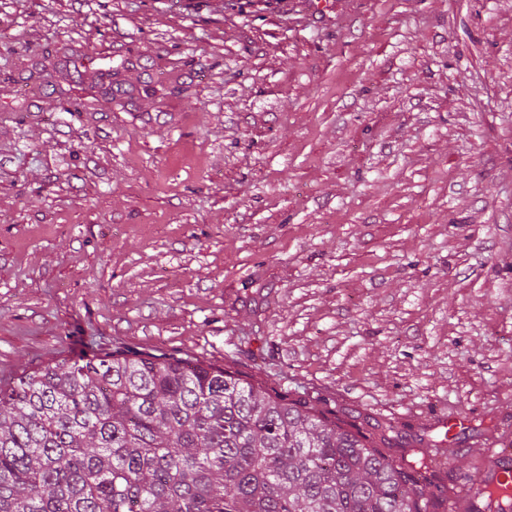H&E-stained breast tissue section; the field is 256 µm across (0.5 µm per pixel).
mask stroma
<instances>
[{"label": "stroma", "instance_id": "35a3bbf8", "mask_svg": "<svg viewBox=\"0 0 512 512\" xmlns=\"http://www.w3.org/2000/svg\"><path fill=\"white\" fill-rule=\"evenodd\" d=\"M190 357L468 480L512 430V0H0V383Z\"/></svg>", "mask_w": 512, "mask_h": 512}]
</instances>
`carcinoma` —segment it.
<instances>
[{
    "instance_id": "cac0c4a2",
    "label": "carcinoma",
    "mask_w": 512,
    "mask_h": 512,
    "mask_svg": "<svg viewBox=\"0 0 512 512\" xmlns=\"http://www.w3.org/2000/svg\"><path fill=\"white\" fill-rule=\"evenodd\" d=\"M306 400L137 351L0 386V512H431L393 459Z\"/></svg>"
}]
</instances>
